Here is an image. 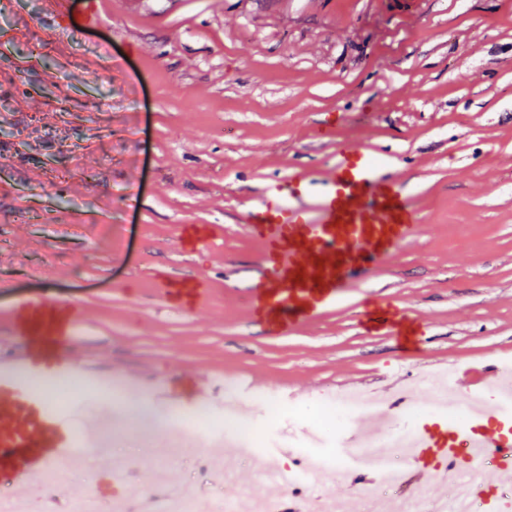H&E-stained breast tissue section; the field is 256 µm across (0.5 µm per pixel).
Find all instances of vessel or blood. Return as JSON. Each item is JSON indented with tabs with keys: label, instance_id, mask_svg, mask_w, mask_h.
<instances>
[{
	"label": "vessel or blood",
	"instance_id": "b4317fda",
	"mask_svg": "<svg viewBox=\"0 0 512 512\" xmlns=\"http://www.w3.org/2000/svg\"><path fill=\"white\" fill-rule=\"evenodd\" d=\"M311 193L317 196L314 218L298 205ZM273 194L275 203L249 212L246 226L262 246L263 268L251 289L250 316L277 334L334 303L345 282L367 276L417 233V209L360 143L342 149L322 182L301 174L275 184ZM75 322L74 308L51 300L19 304L14 325L28 342L16 358L0 362V477L30 491L85 445L75 419L83 397L57 406L46 390L77 373L72 357L57 349ZM497 373V364H487L458 374L453 384L469 394L495 386ZM450 466L489 470L498 483L512 482L511 402L473 409L458 424H424L407 466L405 491L433 493L452 502L455 512H512L495 485L481 480L460 488L437 480V472Z\"/></svg>",
	"mask_w": 512,
	"mask_h": 512
}]
</instances>
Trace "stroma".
Segmentation results:
<instances>
[{
  "label": "stroma",
  "mask_w": 512,
  "mask_h": 512,
  "mask_svg": "<svg viewBox=\"0 0 512 512\" xmlns=\"http://www.w3.org/2000/svg\"><path fill=\"white\" fill-rule=\"evenodd\" d=\"M351 142L401 184L421 233L333 306L267 332L247 314L261 246L244 215ZM38 298L78 310L67 350L112 373L87 411L111 415L148 490L255 485L240 460L232 482L198 472L222 454L209 438L171 447L198 377L266 437L260 395L293 389L299 406L352 381L388 398L512 357V0H0V358L22 347L15 307ZM378 305L415 321L414 344L366 328ZM140 373L183 382L148 422L128 409ZM123 486L97 464L62 479L75 501Z\"/></svg>",
  "instance_id": "stroma-1"
}]
</instances>
